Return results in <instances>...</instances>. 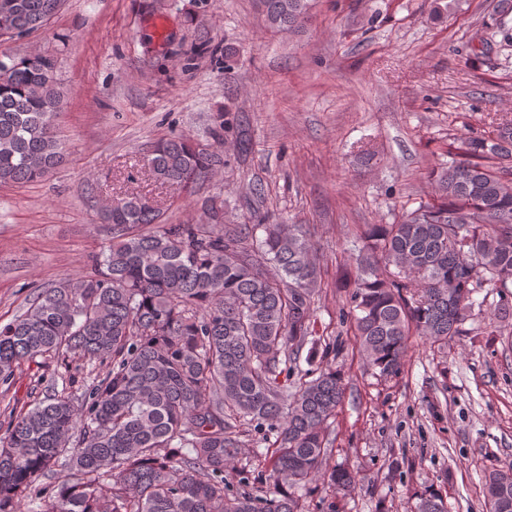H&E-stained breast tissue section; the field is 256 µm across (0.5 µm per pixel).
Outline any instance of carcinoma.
<instances>
[{
	"mask_svg": "<svg viewBox=\"0 0 512 512\" xmlns=\"http://www.w3.org/2000/svg\"><path fill=\"white\" fill-rule=\"evenodd\" d=\"M0 29L30 35L56 15V0H10ZM269 27L309 20L310 0H260ZM492 44L512 59V25ZM67 91L54 57L0 49V185L36 182L62 162L56 118ZM465 157L434 168L437 200L393 224H370L355 269L343 268L355 336L380 377L399 375L409 338L448 349L479 288L512 283V184L485 161L512 158V119L465 142ZM160 185L210 177L219 154L184 136L159 139L145 157ZM112 225L84 272L40 289L0 325V383L20 367L69 354L110 361L78 395L51 389L11 410L0 432V512H302L295 490L323 478L350 492L357 473L327 467L329 420L344 397L341 370L315 362L311 310L316 264L297 224L224 223L213 199L198 220L168 224L146 195L126 192L98 211ZM307 354H302V351ZM305 360L308 369L300 367ZM275 436L269 473L233 494L227 474L244 455V428ZM47 482H39L40 478ZM512 466L485 476L483 512H499ZM415 512H447L439 491Z\"/></svg>",
	"mask_w": 512,
	"mask_h": 512,
	"instance_id": "1",
	"label": "carcinoma"
}]
</instances>
